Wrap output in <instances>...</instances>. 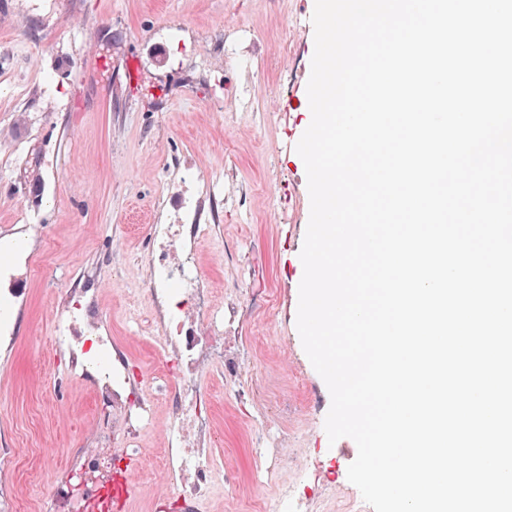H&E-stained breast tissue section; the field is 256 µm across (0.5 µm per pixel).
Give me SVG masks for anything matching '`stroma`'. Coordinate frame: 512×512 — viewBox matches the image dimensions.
I'll list each match as a JSON object with an SVG mask.
<instances>
[{
    "label": "stroma",
    "instance_id": "stroma-1",
    "mask_svg": "<svg viewBox=\"0 0 512 512\" xmlns=\"http://www.w3.org/2000/svg\"><path fill=\"white\" fill-rule=\"evenodd\" d=\"M315 0H0V512H65V454L89 445L104 410L92 378L52 338L67 291L93 289L108 364H122L112 445L139 458L118 512H178L148 487L168 445L180 363L142 322L151 260L193 254L224 318V369L200 377L224 493L201 512L275 507L269 466L296 512H373L329 443V390L297 330L310 218L296 145ZM151 424L122 433L125 397Z\"/></svg>",
    "mask_w": 512,
    "mask_h": 512
}]
</instances>
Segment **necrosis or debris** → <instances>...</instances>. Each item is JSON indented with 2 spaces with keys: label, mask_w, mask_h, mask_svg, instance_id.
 Returning a JSON list of instances; mask_svg holds the SVG:
<instances>
[{
  "label": "necrosis or debris",
  "mask_w": 512,
  "mask_h": 512,
  "mask_svg": "<svg viewBox=\"0 0 512 512\" xmlns=\"http://www.w3.org/2000/svg\"><path fill=\"white\" fill-rule=\"evenodd\" d=\"M153 269L166 285L174 286L192 306L178 312L163 311L164 333L160 345L179 357L183 366L172 392L173 413L169 426L171 445L159 449L165 484L175 487L184 500L185 512L219 494L224 486V473L212 448L211 416L203 409L197 393V378L211 366L223 363L224 325L207 312L210 291L193 282L187 263H173L168 255L159 256ZM57 348L67 350L80 361L83 373H96L97 392L103 406H111L113 382L111 373L99 372L96 354L108 351V336H74L60 331L55 338ZM115 455L102 452L94 456L73 457L59 487L69 504L85 499L101 502L112 483Z\"/></svg>",
  "instance_id": "4bbe7bcc"
}]
</instances>
